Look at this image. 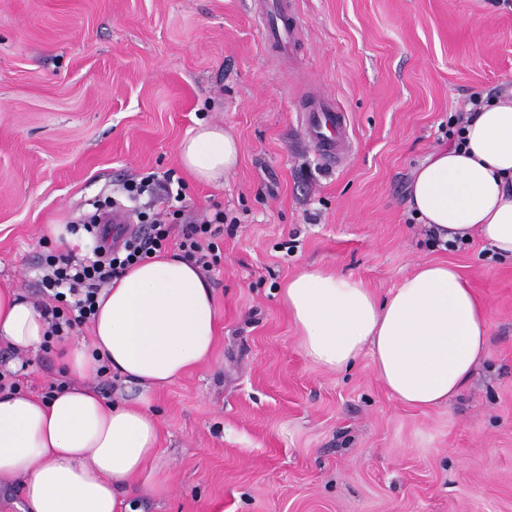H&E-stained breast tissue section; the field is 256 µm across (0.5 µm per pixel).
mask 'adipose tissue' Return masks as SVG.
I'll return each mask as SVG.
<instances>
[{
  "instance_id": "adipose-tissue-1",
  "label": "adipose tissue",
  "mask_w": 512,
  "mask_h": 512,
  "mask_svg": "<svg viewBox=\"0 0 512 512\" xmlns=\"http://www.w3.org/2000/svg\"><path fill=\"white\" fill-rule=\"evenodd\" d=\"M463 149L439 147L409 184L413 217L440 242L480 236L512 260V97L500 95L465 128ZM240 143L199 123L178 148L180 165L218 185L239 162ZM283 302L300 345L319 366L339 370L370 353L379 380L402 404L447 405L489 350L485 304L449 263H423L385 300L362 280L328 269L289 280ZM91 343L63 347L69 388L47 397L0 391V480L19 481L20 512H137L158 493L146 480L157 453L156 391L199 368L216 339L212 289L179 256L158 253L102 289ZM48 323L14 288H0V342L38 350ZM107 360L128 393L109 403L88 381Z\"/></svg>"
}]
</instances>
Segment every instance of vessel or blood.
Masks as SVG:
<instances>
[{
    "label": "vessel or blood",
    "mask_w": 512,
    "mask_h": 512,
    "mask_svg": "<svg viewBox=\"0 0 512 512\" xmlns=\"http://www.w3.org/2000/svg\"><path fill=\"white\" fill-rule=\"evenodd\" d=\"M261 34L265 43L283 54L292 53L299 36V23L289 10L288 0H268L261 17ZM302 110L303 136L315 145L329 163H336L346 152V119L332 99L312 96Z\"/></svg>",
    "instance_id": "1"
}]
</instances>
